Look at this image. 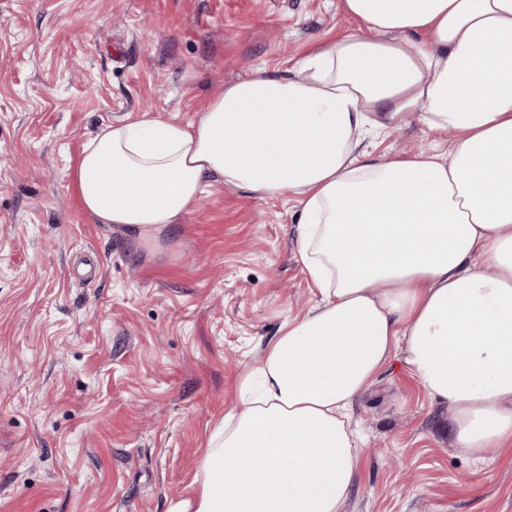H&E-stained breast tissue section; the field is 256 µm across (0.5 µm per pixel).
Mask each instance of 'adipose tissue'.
<instances>
[{"instance_id": "adipose-tissue-1", "label": "adipose tissue", "mask_w": 512, "mask_h": 512, "mask_svg": "<svg viewBox=\"0 0 512 512\" xmlns=\"http://www.w3.org/2000/svg\"><path fill=\"white\" fill-rule=\"evenodd\" d=\"M342 8L370 37L227 85L195 123L146 112L82 146V211L146 242L215 184L300 206L319 300L242 377L173 512H341L366 445L350 405L397 354L474 461L512 445V0ZM412 117L449 149L361 150Z\"/></svg>"}]
</instances>
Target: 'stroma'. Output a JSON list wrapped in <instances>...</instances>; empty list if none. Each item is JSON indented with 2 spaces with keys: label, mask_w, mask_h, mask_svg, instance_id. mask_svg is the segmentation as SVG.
Masks as SVG:
<instances>
[{
  "label": "stroma",
  "mask_w": 512,
  "mask_h": 512,
  "mask_svg": "<svg viewBox=\"0 0 512 512\" xmlns=\"http://www.w3.org/2000/svg\"><path fill=\"white\" fill-rule=\"evenodd\" d=\"M358 30L341 0H0V512H172L265 344L316 300L300 208L212 186L158 243L92 223L83 143ZM410 120L366 141L427 148ZM368 440L343 512H512V446L476 464L402 357L352 406Z\"/></svg>",
  "instance_id": "obj_1"
}]
</instances>
